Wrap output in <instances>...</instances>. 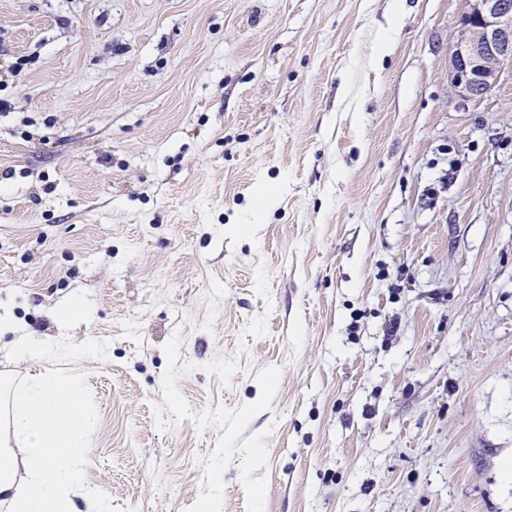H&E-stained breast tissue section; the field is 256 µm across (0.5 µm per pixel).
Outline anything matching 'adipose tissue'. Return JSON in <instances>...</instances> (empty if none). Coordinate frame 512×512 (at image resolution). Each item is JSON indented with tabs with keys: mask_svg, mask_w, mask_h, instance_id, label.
Masks as SVG:
<instances>
[{
	"mask_svg": "<svg viewBox=\"0 0 512 512\" xmlns=\"http://www.w3.org/2000/svg\"><path fill=\"white\" fill-rule=\"evenodd\" d=\"M87 413L75 383L44 376L0 384V507L68 512L89 451ZM24 476H17L16 459Z\"/></svg>",
	"mask_w": 512,
	"mask_h": 512,
	"instance_id": "adipose-tissue-1",
	"label": "adipose tissue"
}]
</instances>
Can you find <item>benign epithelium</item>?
<instances>
[{"label": "benign epithelium", "instance_id": "benign-epithelium-1", "mask_svg": "<svg viewBox=\"0 0 512 512\" xmlns=\"http://www.w3.org/2000/svg\"><path fill=\"white\" fill-rule=\"evenodd\" d=\"M461 29L450 48L451 82L467 99L487 96L512 61V0H465Z\"/></svg>", "mask_w": 512, "mask_h": 512}]
</instances>
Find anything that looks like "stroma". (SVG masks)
I'll return each mask as SVG.
<instances>
[{"label":"stroma","mask_w":512,"mask_h":512,"mask_svg":"<svg viewBox=\"0 0 512 512\" xmlns=\"http://www.w3.org/2000/svg\"><path fill=\"white\" fill-rule=\"evenodd\" d=\"M389 3L0 0V380L79 386L72 512H512V66ZM12 348L21 359L41 357L47 350L45 342L35 336L17 337L12 343Z\"/></svg>","instance_id":"35a3bbf8"}]
</instances>
